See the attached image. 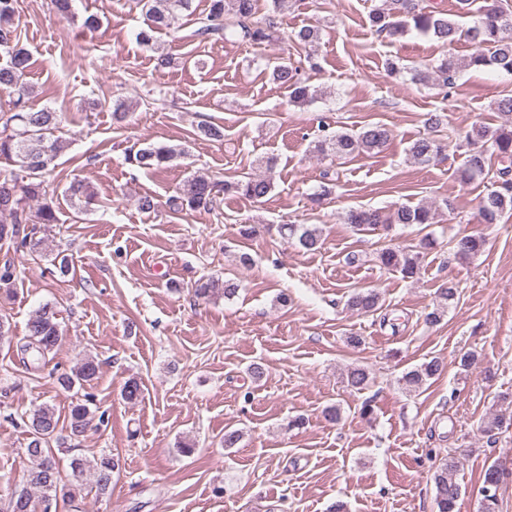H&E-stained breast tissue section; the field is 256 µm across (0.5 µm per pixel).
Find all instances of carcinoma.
<instances>
[{
	"label": "carcinoma",
	"mask_w": 512,
	"mask_h": 512,
	"mask_svg": "<svg viewBox=\"0 0 512 512\" xmlns=\"http://www.w3.org/2000/svg\"><path fill=\"white\" fill-rule=\"evenodd\" d=\"M145 16L144 26L135 36L143 47L157 53L156 68L165 69L172 63L169 54L159 51L156 33L171 29L183 16L195 13L194 0H138ZM254 0H210L205 16L199 18L196 34L199 37H217L249 44H262L274 40L273 20L265 23L254 20ZM17 0H0V91L13 95L9 115L0 116V158L15 165V168L0 172V243L22 248L30 253L42 250L44 238L40 234L50 225L59 223L53 201L46 198V176L57 166L61 151L58 131L61 116L45 106L36 108L30 102L32 88L26 82L30 66V53L20 45V36L14 26ZM480 18L473 25L462 28L447 14L430 10L423 0H381V4L369 14L371 27L377 35L393 39L406 35L410 30L431 37L451 46L464 38L474 51L468 56L467 65L477 69L490 68L512 74V0H488V5L479 9ZM321 39L319 27L306 25L294 34L297 46L313 55ZM461 63L452 54L439 60L432 67L437 86L448 88L454 85ZM272 80L287 88L289 102L298 106L309 105L318 99V91L307 85L287 58L281 57L272 67ZM496 109L504 122L490 128L481 126L466 135L473 145L467 154L464 167L459 171L460 180L471 182L486 178L489 174L487 149H493L500 159L496 184L480 203L479 216L483 224H496L512 211V95L501 97ZM195 136L208 141L224 140V126L202 124ZM391 132L382 125H369L355 132H336L322 137L314 144L317 154L348 157L378 152L389 141ZM442 152V146L432 136L414 140L408 155L415 162L426 164ZM187 154L183 147L164 144H147L130 149L127 163L139 169H160ZM272 190L270 179L261 176H243L224 182H215L201 175L185 179L169 198V206L175 211L212 210L225 192L236 193L259 202ZM71 206L81 213L95 199V192L81 180H74L66 189ZM345 223L358 231L376 230L379 227L391 230L395 224L425 225L435 223L432 207L420 203L416 206L400 205L390 215L377 209L355 208L346 213ZM284 237L295 242L302 250L316 251L322 245V229L315 224H285ZM485 240L477 235H464L453 240L455 254L461 258L478 255ZM378 259L384 267L400 271L404 277L412 278L420 270V254L398 247L383 249ZM18 280L13 260L6 259L0 265V290L13 292ZM237 285L229 281L207 279L198 284L194 293L199 297L224 296L230 298ZM456 288L442 285L438 289L440 304L425 316L431 326L438 324L445 309L455 300ZM347 306L361 313H373L381 308V295L375 289H362L350 295ZM62 337L61 323L56 306L47 302L40 306L27 323L26 343L23 351L29 353L31 367L38 371L48 363L47 357L59 345ZM442 371L441 360L432 358L408 371L402 377L404 388L410 392L422 389ZM99 364L88 356L70 374H61L58 382L65 390L84 387L97 378ZM369 374L366 368L354 365L346 371L347 386L363 389ZM142 384L135 378L128 379L122 388V397L133 403L141 398ZM93 396L89 393L71 403L67 429L69 440L82 437L93 418L105 423V414L95 415L90 405ZM59 416L49 404L34 409L24 421L28 435L25 452L29 461L26 473L27 487L15 490L9 498V512H57L58 503L72 502L90 488L98 496L112 495V485L124 467L120 456L102 454L94 464L80 457L71 458L73 481L61 482L58 461L50 441L60 440ZM458 461L450 456L433 475L435 502L438 512H455L462 487L456 479ZM509 477L507 469L495 460L486 466L479 493L481 512H500L498 492Z\"/></svg>",
	"instance_id": "cac0c4a2"
}]
</instances>
